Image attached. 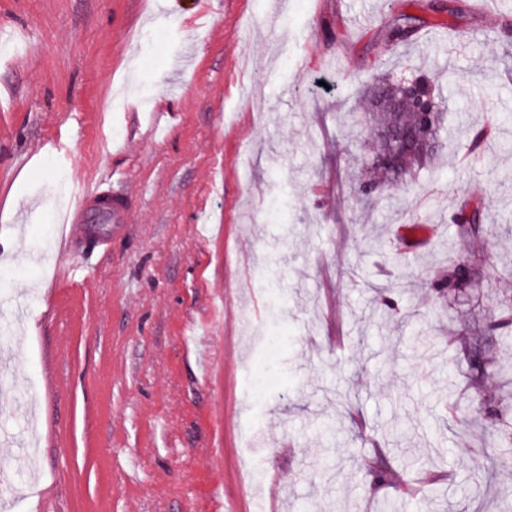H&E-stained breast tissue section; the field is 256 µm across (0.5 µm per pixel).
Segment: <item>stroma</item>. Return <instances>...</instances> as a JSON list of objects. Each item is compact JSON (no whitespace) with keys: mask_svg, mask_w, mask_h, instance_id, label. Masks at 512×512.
I'll return each mask as SVG.
<instances>
[{"mask_svg":"<svg viewBox=\"0 0 512 512\" xmlns=\"http://www.w3.org/2000/svg\"><path fill=\"white\" fill-rule=\"evenodd\" d=\"M400 14L421 24L394 52ZM1 41L11 512H473L476 491L499 512L496 433L448 405L512 406V327H491L512 293V0H0ZM404 66L444 89L446 147L394 198L357 196L360 96ZM102 175L128 217L62 287L55 226ZM465 197L485 227L463 241ZM461 261L467 287L437 291ZM380 449L382 482L361 466Z\"/></svg>","mask_w":512,"mask_h":512,"instance_id":"stroma-1","label":"stroma"}]
</instances>
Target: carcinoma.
I'll list each match as a JSON object with an SVG mask.
<instances>
[{
  "label": "carcinoma",
  "instance_id": "cac0c4a2",
  "mask_svg": "<svg viewBox=\"0 0 512 512\" xmlns=\"http://www.w3.org/2000/svg\"><path fill=\"white\" fill-rule=\"evenodd\" d=\"M418 22L416 16L408 14L394 19L388 30L391 45L397 48L408 45L418 29ZM381 99H393L399 105H376ZM365 103L370 105L367 117L370 144L359 160L360 186L375 187L380 193L392 191L442 150L445 113L440 111V106L444 104L443 91L424 71L414 72L406 78L388 75L368 89ZM392 129H400L412 136L414 148L394 150L386 137ZM453 223L464 238L478 234L481 228L479 207L471 206L469 200L464 201L454 215ZM463 284V273L455 266L448 270V278L436 283L435 287L454 291ZM497 432L501 447L507 451L499 461L506 464L512 460V455L508 454L512 449V423L500 424Z\"/></svg>",
  "mask_w": 512,
  "mask_h": 512
}]
</instances>
